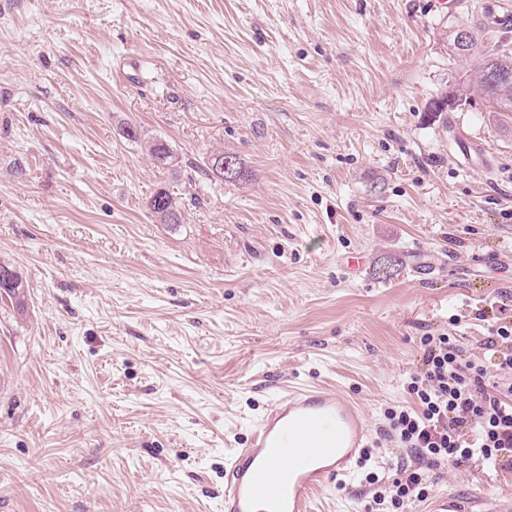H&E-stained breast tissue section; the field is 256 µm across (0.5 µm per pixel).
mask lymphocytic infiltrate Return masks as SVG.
Segmentation results:
<instances>
[{
  "label": "lymphocytic infiltrate",
  "instance_id": "obj_1",
  "mask_svg": "<svg viewBox=\"0 0 512 512\" xmlns=\"http://www.w3.org/2000/svg\"><path fill=\"white\" fill-rule=\"evenodd\" d=\"M420 344L425 369L406 384L415 407L385 412L412 459L376 501L399 512L427 497L430 471L473 459L512 470V384L490 381L483 365L464 361L448 334L421 337Z\"/></svg>",
  "mask_w": 512,
  "mask_h": 512
}]
</instances>
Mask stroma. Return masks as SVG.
<instances>
[{
	"mask_svg": "<svg viewBox=\"0 0 512 512\" xmlns=\"http://www.w3.org/2000/svg\"><path fill=\"white\" fill-rule=\"evenodd\" d=\"M486 2L0 0V259L27 281L25 312L0 296V512H222L225 458L303 384L370 429L315 512H395L384 412L414 404L421 336L493 376L481 344L512 323V121L476 91L431 110ZM218 151L247 179L199 178ZM474 489L512 471L431 479ZM145 149L149 153L152 160L162 167L178 166V157L169 145L161 140H152L146 142ZM181 203L167 188L158 189L149 200V210L161 224H180Z\"/></svg>",
	"mask_w": 512,
	"mask_h": 512,
	"instance_id": "obj_1",
	"label": "stroma"
}]
</instances>
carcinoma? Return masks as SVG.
Instances as JSON below:
<instances>
[{
    "label": "carcinoma",
    "mask_w": 512,
    "mask_h": 512,
    "mask_svg": "<svg viewBox=\"0 0 512 512\" xmlns=\"http://www.w3.org/2000/svg\"><path fill=\"white\" fill-rule=\"evenodd\" d=\"M486 25L478 23L471 28V36L464 49L456 45L455 33H450V47L453 53L471 57L473 64L455 87L454 95L459 105L470 103L467 88L480 91L484 104L490 112H505L512 115V86L493 87L486 83L485 72L491 65L512 71V43L497 41L488 46L484 42ZM145 149L152 160L162 167H175L179 164L178 157L169 145L161 140H152ZM149 210L162 224H178L182 218L179 198L166 188L158 189L149 200ZM7 272L11 277L12 286L4 289V293L15 304L17 309L25 307V281L22 274L11 264L0 261V273Z\"/></svg>",
    "instance_id": "carcinoma-1"
}]
</instances>
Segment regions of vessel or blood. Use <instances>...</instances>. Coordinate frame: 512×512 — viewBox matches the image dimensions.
Masks as SVG:
<instances>
[{
    "label": "vessel or blood",
    "mask_w": 512,
    "mask_h": 512,
    "mask_svg": "<svg viewBox=\"0 0 512 512\" xmlns=\"http://www.w3.org/2000/svg\"><path fill=\"white\" fill-rule=\"evenodd\" d=\"M369 440L360 407L337 389L282 394L257 420L245 447L224 463V512H312L319 492L349 476ZM422 512H512V497L487 506L483 493H438Z\"/></svg>",
    "instance_id": "vessel-or-blood-1"
}]
</instances>
